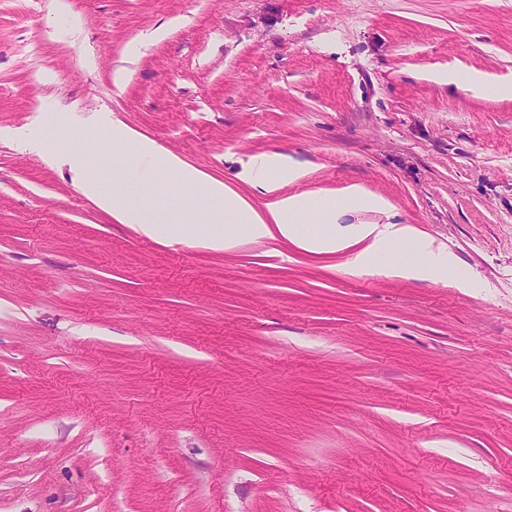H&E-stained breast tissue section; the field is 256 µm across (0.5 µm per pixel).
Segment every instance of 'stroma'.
<instances>
[{
    "label": "stroma",
    "mask_w": 512,
    "mask_h": 512,
    "mask_svg": "<svg viewBox=\"0 0 512 512\" xmlns=\"http://www.w3.org/2000/svg\"><path fill=\"white\" fill-rule=\"evenodd\" d=\"M87 119L130 199L116 122L258 208L284 155L477 285L145 237L14 146ZM0 512H512V0H0Z\"/></svg>",
    "instance_id": "1"
}]
</instances>
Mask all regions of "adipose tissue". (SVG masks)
<instances>
[{
    "mask_svg": "<svg viewBox=\"0 0 512 512\" xmlns=\"http://www.w3.org/2000/svg\"><path fill=\"white\" fill-rule=\"evenodd\" d=\"M112 143L132 148L137 155L149 161L155 173L175 177L195 202L185 224L161 229L160 217L149 216L145 205L129 200L120 186L106 188L80 151L74 150L66 155L65 161L71 165L85 194L120 223L137 225L146 237H156L164 230L173 238L184 239L188 236L189 225L195 224L202 228L200 238L204 244L227 251L245 242L260 243L279 237L318 253L362 244V251L350 261L351 267L360 270L378 265L393 277L435 279L453 273L457 268L456 257L443 250L428 251L426 258L418 262L392 261V254L399 247L417 239L418 231L412 225L393 224L386 230L376 223L343 227L333 220L335 202H326L323 209L317 211L308 195H280L282 178L295 181L302 175L300 167L286 157H258L245 168L244 179L259 182L268 196L263 208L259 209L232 187L187 167L178 155L159 150L153 142L139 138L131 130L113 128ZM216 203L233 213V224L225 226L211 222L209 209ZM313 216L317 217L319 228L307 227V220Z\"/></svg>",
    "mask_w": 512,
    "mask_h": 512,
    "instance_id": "adipose-tissue-1",
    "label": "adipose tissue"
}]
</instances>
